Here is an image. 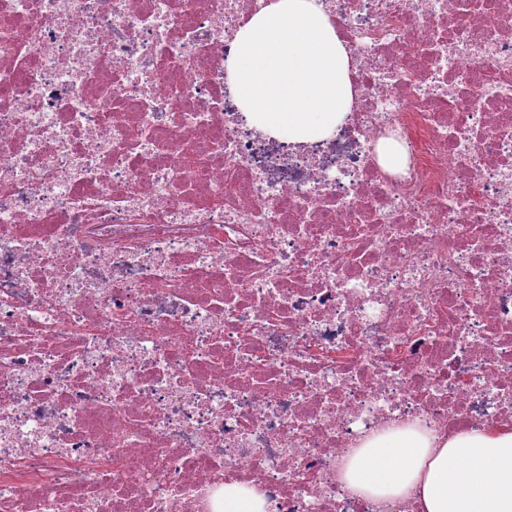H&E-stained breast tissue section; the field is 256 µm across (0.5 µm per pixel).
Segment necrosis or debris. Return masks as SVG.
<instances>
[{"label": "necrosis or debris", "mask_w": 512, "mask_h": 512, "mask_svg": "<svg viewBox=\"0 0 512 512\" xmlns=\"http://www.w3.org/2000/svg\"><path fill=\"white\" fill-rule=\"evenodd\" d=\"M327 4L300 152L228 83L262 0H0V512H414L362 436L512 425V0ZM224 512H267V504L252 488L225 484Z\"/></svg>", "instance_id": "necrosis-or-debris-1"}]
</instances>
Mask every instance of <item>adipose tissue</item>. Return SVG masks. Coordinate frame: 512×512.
Returning <instances> with one entry per match:
<instances>
[{
	"mask_svg": "<svg viewBox=\"0 0 512 512\" xmlns=\"http://www.w3.org/2000/svg\"><path fill=\"white\" fill-rule=\"evenodd\" d=\"M351 60L320 0H272L238 27L227 65L237 105L257 132L295 146L330 137L352 99ZM338 479L418 512H512V428L446 437L411 423L365 437Z\"/></svg>",
	"mask_w": 512,
	"mask_h": 512,
	"instance_id": "1",
	"label": "adipose tissue"
}]
</instances>
